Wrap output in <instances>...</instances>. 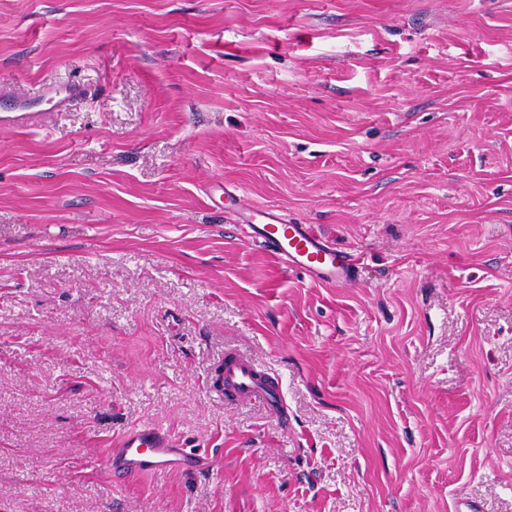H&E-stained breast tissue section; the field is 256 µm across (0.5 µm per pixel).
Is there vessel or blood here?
<instances>
[{"instance_id": "1", "label": "vessel or blood", "mask_w": 512, "mask_h": 512, "mask_svg": "<svg viewBox=\"0 0 512 512\" xmlns=\"http://www.w3.org/2000/svg\"><path fill=\"white\" fill-rule=\"evenodd\" d=\"M84 93L83 85L67 80L46 86L29 98L2 99L0 127L30 125L40 118L42 105L63 110ZM240 215L247 228L248 242L268 251L287 268L302 272L321 284L343 286L355 279V259L315 235L308 225L288 223L274 210L245 203L240 206ZM216 383V393L225 402L255 403L276 416L285 414L280 381L249 356L227 352ZM198 462L197 453L176 447L167 434L150 424L123 433L101 459L103 469L120 481L168 470H192L197 468Z\"/></svg>"}]
</instances>
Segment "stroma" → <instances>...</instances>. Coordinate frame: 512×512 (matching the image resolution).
Returning <instances> with one entry per match:
<instances>
[{"mask_svg":"<svg viewBox=\"0 0 512 512\" xmlns=\"http://www.w3.org/2000/svg\"><path fill=\"white\" fill-rule=\"evenodd\" d=\"M58 80L0 128V512H512V0H0V87ZM145 423L211 470L97 474ZM85 94L83 85L69 80L46 86L37 95L29 98H2L0 102V127L19 128L32 124L41 117L40 107L50 104L51 108L63 110ZM247 241L314 282L344 286L356 277L355 259L315 235L307 224H288L276 211L238 199ZM215 392L227 403H255L278 417L285 416V402L280 381L266 372L257 360L230 351L221 362Z\"/></svg>","mask_w":512,"mask_h":512,"instance_id":"35a3bbf8","label":"stroma"}]
</instances>
